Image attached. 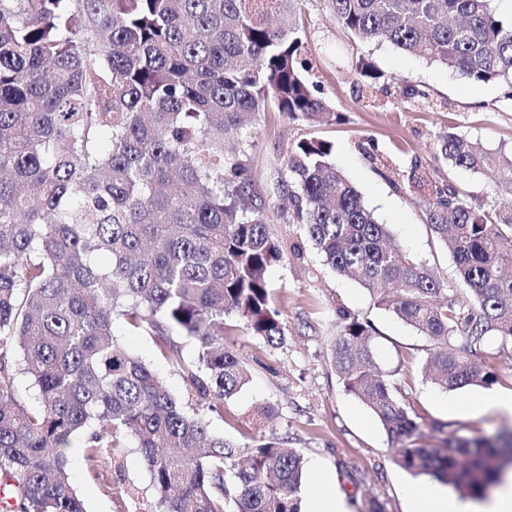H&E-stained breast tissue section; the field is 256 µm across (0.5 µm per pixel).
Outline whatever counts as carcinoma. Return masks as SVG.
Instances as JSON below:
<instances>
[{
    "instance_id": "carcinoma-1",
    "label": "carcinoma",
    "mask_w": 512,
    "mask_h": 512,
    "mask_svg": "<svg viewBox=\"0 0 512 512\" xmlns=\"http://www.w3.org/2000/svg\"><path fill=\"white\" fill-rule=\"evenodd\" d=\"M306 0H0V509L85 512L66 449L83 438L94 469L123 441L138 449L153 512H301L304 456L287 436L241 446L208 415L250 381L224 340L240 318L269 352L288 342L271 306L269 268L317 249L426 342L444 390L490 386L492 337L512 342V208L451 180L406 172L434 236L451 245L457 286L391 244L331 162L302 139L268 192L288 198L302 236L280 244L247 157L264 112L336 121L309 79ZM349 35L386 41L512 99V22L493 0H328ZM358 96L393 108L429 93L364 64ZM448 168L493 170L512 196V148L438 136ZM155 336L184 381L172 394L114 339L116 318ZM176 336L195 340L193 359ZM374 324L336 307L332 366L384 430L393 461L480 497L512 467V432L463 439L418 421L393 373L377 370ZM39 396L28 406L17 379ZM440 445L419 443L424 429Z\"/></svg>"
}]
</instances>
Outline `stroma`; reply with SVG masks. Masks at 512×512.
Here are the masks:
<instances>
[{
    "label": "stroma",
    "mask_w": 512,
    "mask_h": 512,
    "mask_svg": "<svg viewBox=\"0 0 512 512\" xmlns=\"http://www.w3.org/2000/svg\"><path fill=\"white\" fill-rule=\"evenodd\" d=\"M304 21L310 77L320 82L324 98L341 117L334 124L318 125L292 121L276 112L262 114L250 159L257 179L266 180L299 140L316 137L333 142V163L361 193L377 220L389 225L395 242L427 262L445 283H453L452 256L431 234L415 202L416 190L402 184L400 175L416 163L428 178L446 174L475 194H490L493 173L449 169L436 159L435 141L441 133L454 130L488 148L512 145V100L505 98L500 84L474 83L443 64L411 56L390 44L351 37L337 26L327 0H307ZM360 59L398 82L427 87L434 107L398 110L379 101L356 100L355 63ZM372 151L387 164L386 173L375 170L368 157ZM268 280L273 303L288 327V343L269 352L262 340L241 325L228 336V343L253 358L254 365L251 381L225 399L223 415L211 416L216 435L241 444L251 442L259 429L289 436L301 448L306 463H318L332 478L348 512H366L372 497L384 504L386 512H408L406 485L435 487V480L413 476L391 459L379 422L346 391L331 367L329 344L336 334L335 310L340 305L374 323L379 331L376 361L383 371H396V381L419 417L447 422L462 438L492 437L512 426V421L492 413L457 415L446 409L450 403L464 408L480 402L491 392L511 393L512 377L489 388L471 385L443 392L424 375V340L379 308L366 289L335 273L317 250L306 248L299 258L284 256L269 269ZM113 330L118 342L150 363L172 393L182 394V378L158 353L152 336L129 330L120 320ZM260 407L268 408L269 415L260 426H251ZM69 454L70 479L86 512H152L149 473L135 449L116 448L103 457L99 481L81 465L80 448H71ZM107 481L125 484L131 496L123 499L106 492Z\"/></svg>",
    "instance_id": "1"
}]
</instances>
